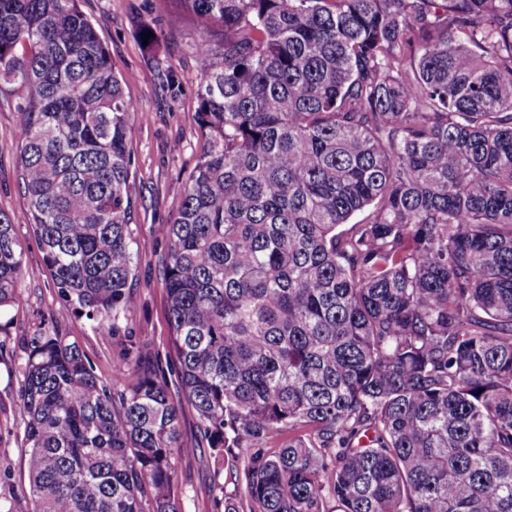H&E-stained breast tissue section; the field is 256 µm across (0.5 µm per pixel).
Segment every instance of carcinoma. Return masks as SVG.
<instances>
[{"label":"carcinoma","mask_w":512,"mask_h":512,"mask_svg":"<svg viewBox=\"0 0 512 512\" xmlns=\"http://www.w3.org/2000/svg\"><path fill=\"white\" fill-rule=\"evenodd\" d=\"M79 2L0 0V87L23 93L46 269L108 335L135 276L138 109ZM178 2L219 25L194 45L205 146L156 229L178 397L121 359L117 399L35 337L31 512H181L185 403L247 512H512V0ZM27 275L0 211V309Z\"/></svg>","instance_id":"cac0c4a2"}]
</instances>
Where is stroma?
<instances>
[{
    "mask_svg": "<svg viewBox=\"0 0 512 512\" xmlns=\"http://www.w3.org/2000/svg\"><path fill=\"white\" fill-rule=\"evenodd\" d=\"M82 9L95 24L124 90L149 119L134 123L131 132L132 166L129 194L134 204L131 227L135 240L136 275L130 300L119 320L116 335L95 331L85 316L59 297L47 272L43 251L30 226L27 197L18 168L19 144L14 131L19 123V91L0 89V210L9 214L24 246L29 274L16 301L0 309V512H29L23 491L28 485L23 426L16 412L22 383V364L34 336L49 330L73 343L87 356L96 376L112 392L122 391L112 366L131 355L154 370L169 387L177 385V370L170 353V327L163 268L168 245L158 237V225L176 218L181 200L178 183L192 172L201 152L197 123L196 89L201 80L193 46L206 37L207 24L164 0H82ZM159 18L164 38L157 52L141 43L140 21ZM178 72L182 92L171 96L155 78V61ZM197 416L184 406L175 450L176 491L182 512H224V496L235 493L229 474L214 475L200 456ZM223 491H216V483Z\"/></svg>",
    "mask_w": 512,
    "mask_h": 512,
    "instance_id": "35a3bbf8",
    "label": "stroma"
}]
</instances>
